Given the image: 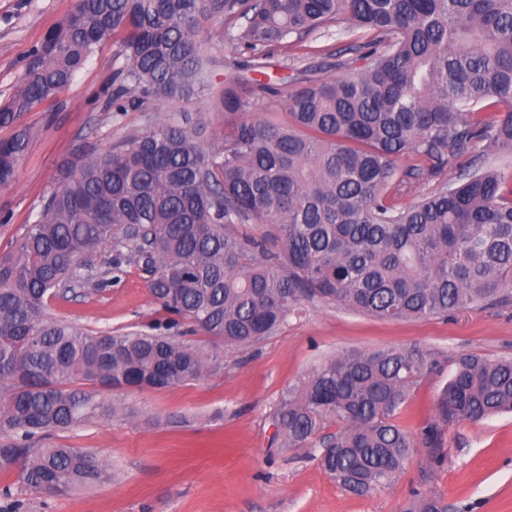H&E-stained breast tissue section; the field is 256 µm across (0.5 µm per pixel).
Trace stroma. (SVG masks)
Listing matches in <instances>:
<instances>
[{
	"label": "stroma",
	"instance_id": "stroma-1",
	"mask_svg": "<svg viewBox=\"0 0 512 512\" xmlns=\"http://www.w3.org/2000/svg\"><path fill=\"white\" fill-rule=\"evenodd\" d=\"M75 0H0V104L18 91L35 49L70 15ZM224 18L200 32L209 92L172 100L163 113L191 121L197 142L224 135V86L245 77L248 53L225 37ZM347 26L273 48L266 74L282 90L304 76L346 77L360 63ZM129 60L116 38L103 41L52 101L25 113L30 142L11 184L0 187V251L33 223L57 186L60 164L82 149L106 151L146 131L158 113L102 106L115 72ZM159 306L134 272L110 287L56 303L55 317L90 333L145 326ZM397 347L428 351L438 361L401 406L396 421L419 443L389 486L356 496L319 468L314 448L274 444L272 414L280 395L324 361L356 351ZM512 358V305L465 309L451 317L379 320L334 303H314L256 346L224 349V362L203 378L161 391H103L124 412L52 435L106 460L110 476L60 497L31 492L0 476L27 512H402L419 494H436L448 512H512V413L444 428L434 464L423 429L435 420L452 358Z\"/></svg>",
	"mask_w": 512,
	"mask_h": 512
}]
</instances>
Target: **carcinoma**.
I'll use <instances>...</instances> for the list:
<instances>
[{
	"label": "carcinoma",
	"instance_id": "1",
	"mask_svg": "<svg viewBox=\"0 0 512 512\" xmlns=\"http://www.w3.org/2000/svg\"><path fill=\"white\" fill-rule=\"evenodd\" d=\"M224 13L228 39L264 67L344 21L362 65L306 78L287 93L246 78L224 89V139L202 145L172 117L112 149L81 151L61 170L37 219L0 253V474L61 496L109 475L97 455L53 432L113 417L99 389L164 390L220 364L219 344L249 348L304 304L333 302L379 319H424L512 302V0H76L0 106L13 125L71 83L96 46L121 36L128 88L160 106L207 84L199 33ZM285 119L252 116L260 103ZM29 140H0V186ZM420 164L398 172L397 158ZM474 153L457 182L439 176ZM415 178L435 187L404 207ZM263 224L261 234L229 229ZM102 258L104 274L96 272ZM134 269L160 306L149 330L90 334L50 307L90 282ZM202 333L206 339L193 338ZM436 404L440 426L512 412V359L463 354ZM432 353L341 354L288 388L273 440L321 448L318 464L346 491L391 484L415 451L396 415ZM334 423V433L322 434ZM405 512H448L433 494Z\"/></svg>",
	"mask_w": 512,
	"mask_h": 512
}]
</instances>
